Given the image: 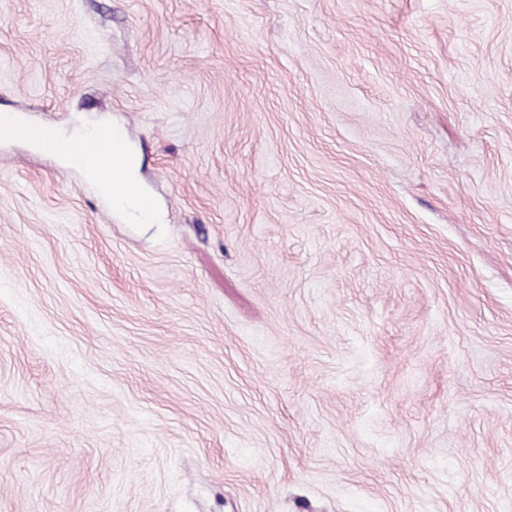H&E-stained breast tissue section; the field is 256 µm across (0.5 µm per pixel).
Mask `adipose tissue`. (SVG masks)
Here are the masks:
<instances>
[{
  "label": "adipose tissue",
  "instance_id": "1",
  "mask_svg": "<svg viewBox=\"0 0 512 512\" xmlns=\"http://www.w3.org/2000/svg\"><path fill=\"white\" fill-rule=\"evenodd\" d=\"M49 140L64 163L81 157L84 165L93 170L100 192L117 209L144 222L155 221L153 209L144 205L145 197L137 187L127 143L119 132L89 133L78 140L53 134Z\"/></svg>",
  "mask_w": 512,
  "mask_h": 512
}]
</instances>
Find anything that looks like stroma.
Segmentation results:
<instances>
[{"mask_svg": "<svg viewBox=\"0 0 512 512\" xmlns=\"http://www.w3.org/2000/svg\"><path fill=\"white\" fill-rule=\"evenodd\" d=\"M0 512H512V0H0ZM115 130L100 134L89 133L77 137H60L50 133L48 139L54 144L64 163L71 164L73 156L79 154L86 171H94L100 192L112 201L119 210L144 222H155L156 214L149 200L139 191L135 171L129 159V149L124 137ZM81 140L87 146L75 152V141ZM112 167L114 169H112ZM148 208H143V203Z\"/></svg>", "mask_w": 512, "mask_h": 512, "instance_id": "stroma-1", "label": "stroma"}]
</instances>
